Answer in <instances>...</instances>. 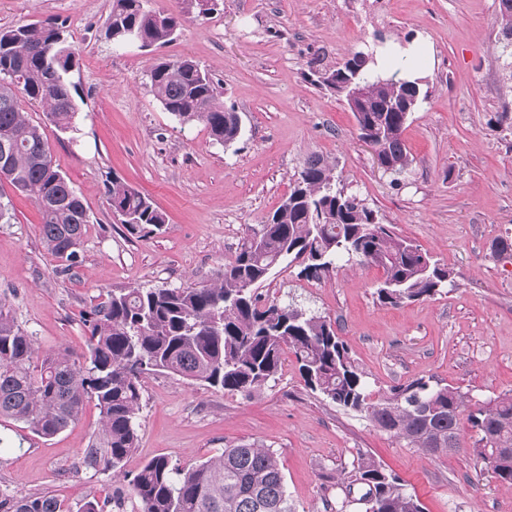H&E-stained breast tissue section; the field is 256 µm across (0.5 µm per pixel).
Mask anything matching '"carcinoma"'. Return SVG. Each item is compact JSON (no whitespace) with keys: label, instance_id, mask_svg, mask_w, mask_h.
Masks as SVG:
<instances>
[{"label":"carcinoma","instance_id":"1","mask_svg":"<svg viewBox=\"0 0 512 512\" xmlns=\"http://www.w3.org/2000/svg\"><path fill=\"white\" fill-rule=\"evenodd\" d=\"M502 52L512 57V0H499ZM104 36L115 47L138 37L143 47L174 40L167 15L146 0H112ZM373 50L351 53L339 66L314 71L317 82L343 97L350 83L366 88L350 105L359 138L380 136L381 162L401 173L411 164L403 139L406 116L427 98L423 84L408 88L393 74L374 73ZM76 53L65 25L56 20L0 30V149L6 148L8 184L31 194L41 214L44 248L62 261L60 273L78 263L77 250L90 223L81 197L52 161L46 129L19 106L18 95L47 108L59 132L74 128L77 86L68 75ZM151 91L182 125L203 123L225 146L240 137L235 106L218 102L210 75L189 57L159 59L149 70ZM335 168L310 156L288 195L264 223L243 237L234 259L209 284L130 288L112 292L83 314L89 347L79 361L66 351L42 354L33 336L0 300V418L52 438L75 424L87 402L100 411L98 430L83 450L87 469L121 470L138 448L143 378L168 373L210 388L253 396L277 379L284 351L291 352L312 393L365 417L407 448L430 457L461 447V426L475 432L473 453L488 473L512 484V392L473 400L458 387L423 378L385 394L368 388L345 340L331 320L296 304L262 298L276 274L299 267L329 272L336 261L356 260L383 271L375 288L384 305L442 295L448 268L377 212L336 188ZM107 203L131 236L162 231L166 214L114 174L106 178ZM343 497L329 505L346 512H423L418 497L397 474L362 454L342 473ZM141 512H296L277 453L257 443L224 449L194 466L179 468L164 456L146 461L129 481ZM0 512H67L50 496L0 491Z\"/></svg>","mask_w":512,"mask_h":512}]
</instances>
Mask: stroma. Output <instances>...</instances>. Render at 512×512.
<instances>
[{
    "mask_svg": "<svg viewBox=\"0 0 512 512\" xmlns=\"http://www.w3.org/2000/svg\"><path fill=\"white\" fill-rule=\"evenodd\" d=\"M152 6L179 14L182 27L172 43L144 51L105 39L112 0H0V29L57 18L79 59L70 75L82 96L73 131L57 132L39 104L21 102L46 125L53 162L89 211L81 262L69 274L43 247L32 198L0 183L13 214L0 223V298L40 350L82 357V316L108 292L214 281L287 195L303 161L318 155L335 165L346 193L448 267L452 289L382 305L374 296L381 270L341 260L318 280L293 268L273 275L264 294L329 316L373 391L417 378L477 400L512 390V260L492 255L512 233V128L497 122L512 113V85L503 80L498 0H220L206 19L187 0ZM382 39L391 47L414 39L435 52L429 96L403 133L412 162L399 174L378 168L345 99L308 77ZM183 56L239 112L232 146L213 141L202 123L180 125L152 93L150 66ZM112 173L167 214L163 233L127 236L106 201ZM98 422L91 402L51 439L0 421L10 441L0 451V489L54 496L72 512L113 494L122 512H140L129 481L145 461L163 455L188 467L257 442L277 452L297 512H326L341 494L338 472L361 451L401 476L424 512H512V484L483 470L470 428L461 448L424 456L312 394L289 352L277 380L249 398L175 375L146 378L139 447L121 473L81 465Z\"/></svg>",
    "mask_w": 512,
    "mask_h": 512,
    "instance_id": "1",
    "label": "stroma"
}]
</instances>
